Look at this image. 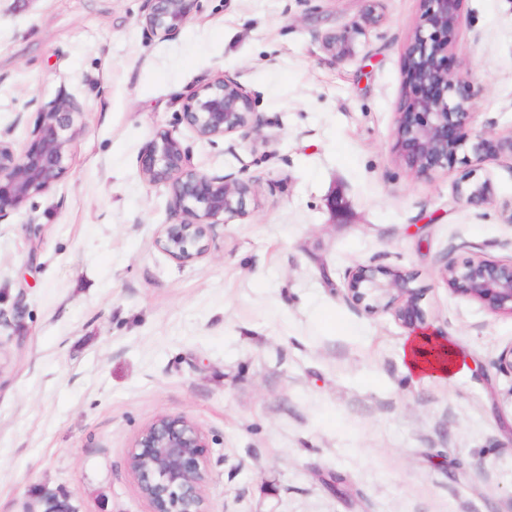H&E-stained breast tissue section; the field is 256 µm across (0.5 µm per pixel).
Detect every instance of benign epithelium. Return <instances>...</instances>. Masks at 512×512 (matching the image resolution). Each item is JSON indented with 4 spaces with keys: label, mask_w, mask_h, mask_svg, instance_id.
I'll use <instances>...</instances> for the list:
<instances>
[{
    "label": "benign epithelium",
    "mask_w": 512,
    "mask_h": 512,
    "mask_svg": "<svg viewBox=\"0 0 512 512\" xmlns=\"http://www.w3.org/2000/svg\"><path fill=\"white\" fill-rule=\"evenodd\" d=\"M144 29L171 35L197 12L200 0H146ZM461 0H425L423 24L407 48L409 91L396 121V139L407 167L420 173L466 165L471 157L512 155V136L491 140L469 129L473 93L468 76L448 70V29L460 22ZM30 142L21 152L0 140V222L34 195L50 190L69 169L80 134L79 104L61 90L37 103ZM183 122L198 138L211 141L234 133L259 131L253 102L233 78L219 75L193 92L183 105ZM139 171L150 184L170 186L179 219L162 224L155 244L181 264L203 256L212 228L246 214L256 180L233 174L208 175L188 167L184 149L168 130H159L140 157ZM456 196L481 206L493 198L489 181L467 174ZM441 276L448 288L475 300L491 314L512 316V259L480 256L447 261ZM414 276L396 266L358 264L345 274L341 292L354 309L389 313L412 334L432 335ZM209 444L202 429L184 416L156 415L135 437L128 469L151 512H209Z\"/></svg>",
    "instance_id": "1"
}]
</instances>
